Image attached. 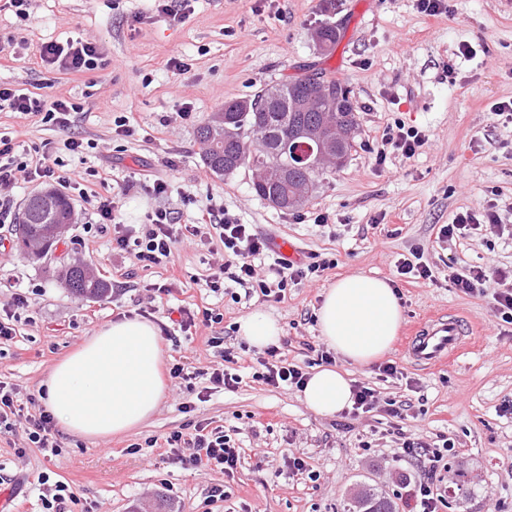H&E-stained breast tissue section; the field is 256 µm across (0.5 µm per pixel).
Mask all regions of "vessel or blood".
Returning a JSON list of instances; mask_svg holds the SVG:
<instances>
[{"instance_id":"vessel-or-blood-1","label":"vessel or blood","mask_w":512,"mask_h":512,"mask_svg":"<svg viewBox=\"0 0 512 512\" xmlns=\"http://www.w3.org/2000/svg\"><path fill=\"white\" fill-rule=\"evenodd\" d=\"M459 314L430 317L419 322L404 343V350L417 365L430 368L447 364L465 342Z\"/></svg>"}]
</instances>
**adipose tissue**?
<instances>
[{
	"mask_svg": "<svg viewBox=\"0 0 512 512\" xmlns=\"http://www.w3.org/2000/svg\"><path fill=\"white\" fill-rule=\"evenodd\" d=\"M317 319L331 350L367 365L389 350L403 314L391 284L354 273L324 291ZM163 354L153 321L126 316L109 322L52 367L41 401L68 434L97 440L132 432L164 397ZM302 395L308 408L326 416L352 404L349 379L333 367L317 368Z\"/></svg>",
	"mask_w": 512,
	"mask_h": 512,
	"instance_id": "1",
	"label": "adipose tissue"
}]
</instances>
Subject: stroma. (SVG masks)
Segmentation results:
<instances>
[{"label": "stroma", "instance_id": "stroma-1", "mask_svg": "<svg viewBox=\"0 0 512 512\" xmlns=\"http://www.w3.org/2000/svg\"><path fill=\"white\" fill-rule=\"evenodd\" d=\"M447 5V13L428 16L414 0H193L181 23L158 16L154 0H31L27 18L0 12V83L81 106L65 127L0 112V135L33 151L82 139L83 156L61 150L63 171L77 181L87 169L97 172L86 180L92 201H74L75 222L48 257L22 256L12 224L0 225V306L19 290L29 297L18 312L16 338L0 344V381L38 394L51 368L104 324L143 311L158 322L177 305L223 313L229 346L242 341L239 320L262 309L282 328L276 342L282 355L311 373L325 346L316 320L321 296L358 271L392 283L404 326L450 312L474 326L465 353L436 369L415 366L398 339L384 356L399 370L392 378L381 377L376 365L336 358L351 383L378 394V406L356 418L318 414L301 391L255 380L260 351L252 347L242 354L239 387L212 393L194 412L183 411L192 396L170 379L155 415L129 434L90 441L64 433L55 455L29 447L22 432L0 440V486L16 493L19 512H46L59 482L73 493L74 512H137L160 498L178 512H347L363 485L390 498L396 512H407L399 485L422 472L400 455L403 432L432 441L445 435L454 444L443 482L461 481L463 489L445 498L440 512H512V415L499 412L512 401V325L498 323L492 310L499 284L480 295L453 285L472 266H512V237L482 229L438 239L440 225L490 202L512 227V122L491 111L512 101V0ZM323 22L340 32L328 56L311 38ZM69 38L99 45L111 67L65 74L41 62L42 42ZM172 57L189 64L188 75L167 70ZM310 71L341 77L350 89L357 146L340 168L316 178L301 207L284 213L255 195L247 169L213 175L196 132L224 102ZM120 116L133 136H116ZM397 120L428 141L413 158L392 153L377 167L374 151ZM157 179L170 183L166 196L150 193ZM98 196L114 197L133 230L158 208L188 224L200 210L221 206L272 245L289 241L301 257L318 254L335 265L319 280L289 288L282 302H238L203 286L222 262L219 241L187 237L170 264L141 270L113 248L111 231L90 230ZM319 213L327 226L314 224ZM414 248L435 281L398 276L397 260ZM77 260L110 284L106 297L87 300L65 288L60 272ZM165 283L170 294L156 292ZM209 333L202 325L187 332L170 326L161 338L165 363L183 351L194 366L220 364L217 350L204 342ZM389 400L407 404L404 420L385 413ZM199 420L223 427L240 448L234 478L144 445ZM134 443L142 451L132 452ZM290 455L304 459L307 471L288 470ZM217 484L227 496L208 505Z\"/></svg>", "mask_w": 512, "mask_h": 512}]
</instances>
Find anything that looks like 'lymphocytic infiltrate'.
Instances as JSON below:
<instances>
[{"instance_id":"f902f5d3","label":"lymphocytic infiltrate","mask_w":512,"mask_h":512,"mask_svg":"<svg viewBox=\"0 0 512 512\" xmlns=\"http://www.w3.org/2000/svg\"><path fill=\"white\" fill-rule=\"evenodd\" d=\"M42 63L68 73H83L91 70L107 69L111 61L96 44L84 40L66 42L47 41L39 46ZM76 103L63 99H45L17 88L0 85V112H13L23 116H38L43 122L59 126L67 125L70 113L78 111ZM427 142L424 132L413 127L396 125L388 129L385 140L377 150L375 162L384 165L389 152L402 157H413ZM18 144L12 138L0 136V223H6L11 215V201L5 196L6 188L14 184L18 174H26L34 180L57 182L64 187H72L69 177L60 175L49 164L39 162L29 164L17 152ZM99 228H111L112 240L116 247L134 258V263L144 270L170 261L177 246L186 235H200L202 229L215 230L224 246L226 260L217 272L205 282L206 288L217 293L223 290L225 282H232L244 290L245 298H259L278 302L284 299L289 286H296L314 280L332 267V260L323 258L309 262L295 263L278 257L269 266L268 275H260L256 262L270 251L268 240L255 232L252 225L241 223L236 215L224 208H207L196 223H180L173 212L158 209L153 211L139 235H132L119 218V206L109 198L99 199L96 207ZM210 347L218 349L221 365L202 369L190 365L184 359H175L169 369L171 378L181 380L187 392H195L198 378H207L213 389L234 390L241 383L239 374L231 372L230 363L236 362L234 349L226 347L220 333H213L207 339ZM261 367L257 375L259 381L278 388L288 386L303 389L308 375L302 367L288 362L274 347L267 348L259 358ZM35 396H21L19 390L0 381V435L15 433L14 417L25 416L29 427L27 439L34 447L57 452L59 442L54 419L46 409L38 413L26 414V406L35 404ZM148 447L164 446L172 455H179L181 449H190L189 464L202 465L220 471L225 477H233L240 462V450L232 443L223 429L209 427L207 422H195L192 432L174 431L164 440L150 439ZM450 440L431 443L423 438H404L401 446L403 457L422 464L425 475L403 486L404 499L410 512H439L444 499L443 490L436 482V472L448 459Z\"/></svg>"}]
</instances>
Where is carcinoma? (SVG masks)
I'll list each match as a JSON object with an SVG mask.
<instances>
[{
	"label": "carcinoma",
	"instance_id": "cac0c4a2",
	"mask_svg": "<svg viewBox=\"0 0 512 512\" xmlns=\"http://www.w3.org/2000/svg\"><path fill=\"white\" fill-rule=\"evenodd\" d=\"M314 96V111L298 112L293 103L300 96ZM251 109L245 110L240 101L232 100L224 103L221 112L224 119L242 122L249 130L241 144L219 145L215 148L208 146L210 139V122L206 119L197 129V140L200 145L205 166L218 176L224 175L228 157L250 155L266 160L275 158L281 152L289 135L296 129L308 127L326 118L333 123L355 129L358 126L351 91L322 72H315L295 77L285 83L265 88L250 97ZM318 171L292 162L288 169V185L294 190L302 191L314 178ZM72 210V203L66 195L55 194L53 210L45 207V202L38 196H31L27 201L26 225L27 235L36 239L42 236L45 229V219L67 216ZM67 286L78 297L95 295L105 297L109 291L106 281L91 278L81 267L72 266L66 272ZM374 507L377 512H395L392 501L382 496L376 489L362 486L352 498L351 509H366Z\"/></svg>",
	"mask_w": 512,
	"mask_h": 512
}]
</instances>
